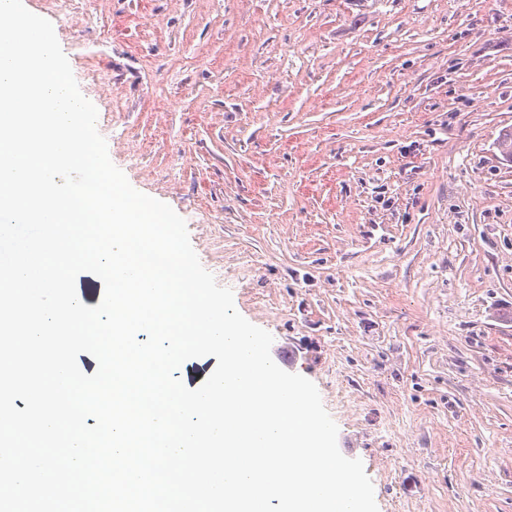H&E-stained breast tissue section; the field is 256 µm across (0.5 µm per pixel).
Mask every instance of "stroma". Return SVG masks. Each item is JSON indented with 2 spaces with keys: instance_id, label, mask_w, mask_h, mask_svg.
I'll return each instance as SVG.
<instances>
[{
  "instance_id": "35a3bbf8",
  "label": "stroma",
  "mask_w": 512,
  "mask_h": 512,
  "mask_svg": "<svg viewBox=\"0 0 512 512\" xmlns=\"http://www.w3.org/2000/svg\"><path fill=\"white\" fill-rule=\"evenodd\" d=\"M23 3L378 512H512V0Z\"/></svg>"
}]
</instances>
